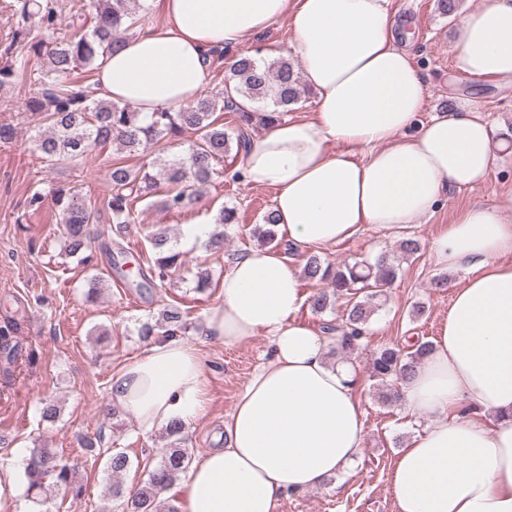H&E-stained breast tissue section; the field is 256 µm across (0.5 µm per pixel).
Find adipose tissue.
Masks as SVG:
<instances>
[{
	"instance_id": "1",
	"label": "adipose tissue",
	"mask_w": 512,
	"mask_h": 512,
	"mask_svg": "<svg viewBox=\"0 0 512 512\" xmlns=\"http://www.w3.org/2000/svg\"><path fill=\"white\" fill-rule=\"evenodd\" d=\"M164 17L97 61L93 89L142 114L192 103L209 51L242 45L275 22L315 93L311 117L252 138L245 178L276 191L279 237L328 248L365 227L399 230L431 215L451 188L483 184L497 155L479 107L459 100L420 122L426 85L400 43L391 0H157ZM453 67L512 78V0H482L458 22ZM438 264L467 269L428 355L401 386L429 422L392 473L399 512H512V194L459 211L433 243ZM224 299L203 336L234 344L267 336L272 356L224 420L223 447L173 487L179 512H276L283 494L322 485L362 452L351 363H326L327 340L301 321L299 269L272 248L233 260ZM113 407L145 435L207 410L199 349L176 337L149 344L112 377ZM473 417H462L464 407Z\"/></svg>"
}]
</instances>
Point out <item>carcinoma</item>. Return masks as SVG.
<instances>
[{
	"label": "carcinoma",
	"instance_id": "1",
	"mask_svg": "<svg viewBox=\"0 0 512 512\" xmlns=\"http://www.w3.org/2000/svg\"><path fill=\"white\" fill-rule=\"evenodd\" d=\"M137 0H77L78 8L70 17L68 31L60 32L54 0H13V13L21 21L14 33L17 43H27L36 56H45L49 67L38 78L36 96L30 109L42 114L48 131L39 134L36 148L40 157L53 165L73 160L92 149L108 144L127 153H136L149 144H168L184 130L197 134L185 156L175 158L158 176L147 169L133 171L119 161L110 169V195L107 208L117 228L131 223L133 203L146 199L158 184L170 185L161 207L179 212L196 202L195 188L210 181L215 166L228 152L230 143L246 150L256 126H267L282 119L283 114L302 103L305 94L298 71L284 57L258 61L240 54L232 60L220 96L203 95L196 101L173 110H161L144 117L126 104L95 99L73 91L62 78L78 67H93L100 56L112 52L126 40V32L137 27L140 15L130 4ZM36 28H31L30 20ZM59 223L63 225L66 252L79 255L83 262L93 259L90 226L97 223V213L75 199L69 189L52 190ZM276 218L268 210L252 235L264 245L276 241ZM154 251L151 280L139 287H165L181 271L179 251L170 244L167 230L157 228L150 237ZM400 260L395 252H382L374 259L345 262L336 267L323 265L315 256L306 258L302 274L309 280L326 281L332 292L318 291L307 298L315 314L333 308L337 296L349 297L338 323H326L323 330L334 334V354L348 358L368 348L369 325L379 309L384 287L398 276ZM165 336H182L187 331L184 313L177 305L161 313ZM432 343L416 341L408 346L395 343L372 351L370 378L375 381L378 401L385 406L400 402L399 386L409 380L419 362L430 352ZM185 424L173 421L165 428L171 439L163 449L159 464L138 487L126 491L120 477L131 466L129 456L116 452L108 457L107 469L114 481L109 494L120 501L123 512H177L161 499L186 472L190 458L182 447ZM28 490L43 488L51 477L56 486L74 499L83 495L77 480L76 466L63 462L51 448H34L26 460Z\"/></svg>",
	"mask_w": 512,
	"mask_h": 512
}]
</instances>
